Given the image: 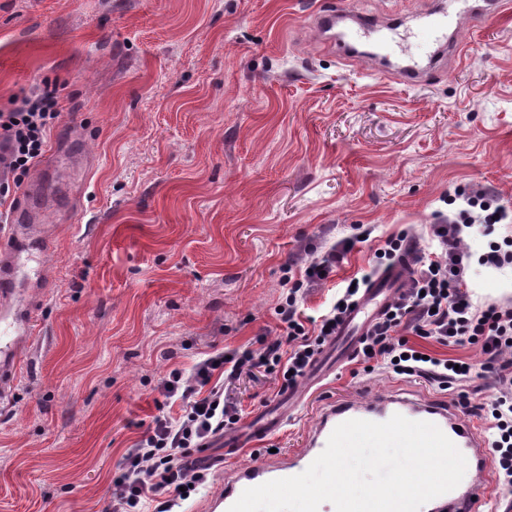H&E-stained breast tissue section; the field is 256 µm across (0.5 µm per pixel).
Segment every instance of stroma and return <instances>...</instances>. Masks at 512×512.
Segmentation results:
<instances>
[{
	"label": "stroma",
	"mask_w": 512,
	"mask_h": 512,
	"mask_svg": "<svg viewBox=\"0 0 512 512\" xmlns=\"http://www.w3.org/2000/svg\"><path fill=\"white\" fill-rule=\"evenodd\" d=\"M331 0H0V110L38 83L62 107L33 188L46 205L49 286L0 404V512H112V478L156 416L185 413L161 378L207 353L259 348L280 334L286 276L355 225L371 226L307 294L319 317L376 263L385 238L422 243L429 225L482 190L512 212V17L463 30L466 60L410 88L342 57L312 28ZM397 12L404 52L416 14L446 0H342ZM512 222L474 227L466 287L474 305L512 302V264H479ZM212 382L238 424L190 449L208 479L179 512H203L226 475L290 458L329 402L399 394L487 402L494 379L442 391L422 377L367 371L353 355L301 379L287 421L255 446L227 437L281 402L276 374Z\"/></svg>",
	"instance_id": "1"
}]
</instances>
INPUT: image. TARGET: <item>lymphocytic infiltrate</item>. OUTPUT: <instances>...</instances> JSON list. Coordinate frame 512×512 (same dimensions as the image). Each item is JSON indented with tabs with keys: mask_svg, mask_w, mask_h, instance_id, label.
<instances>
[{
	"mask_svg": "<svg viewBox=\"0 0 512 512\" xmlns=\"http://www.w3.org/2000/svg\"><path fill=\"white\" fill-rule=\"evenodd\" d=\"M57 90L44 85L8 111H0V177L28 170L38 160L51 128L59 121ZM468 207L455 219L432 227L438 242L435 255L414 254L410 275L399 294L385 307L364 335L360 352L376 359L398 375L423 377L447 390L460 382L496 375L499 392L480 410L487 422L486 435L501 486L512 487V305L491 304L479 309L464 290L471 254L464 247L466 229L475 226L471 208L484 211L485 227L506 220V212L492 209L482 194L468 197ZM353 239L339 241L335 249L314 258L302 279L293 282L277 308L286 339L263 341L260 350L221 353L196 363L190 373L172 370L160 381L165 398L186 401L187 412L179 420L160 415L152 432L128 449L118 474L112 480V512H138L146 499L163 489L175 490V498L156 507V512H172L187 499L188 486L206 482L205 472H189L183 462L187 449L200 447L203 440L234 424L236 411L223 388L211 386L214 371L223 370L225 382H233L249 369L262 367L279 374L284 386H295L320 353L325 342L335 336L348 311L358 299L359 280H351L335 303L321 317L316 328H307L300 316L299 302L306 288L323 281L333 266L351 251ZM409 329L421 338L447 344H476L485 357L482 364L455 362L425 356L422 350L401 338ZM206 396H198L199 388Z\"/></svg>",
	"mask_w": 512,
	"mask_h": 512,
	"instance_id": "1",
	"label": "lymphocytic infiltrate"
}]
</instances>
